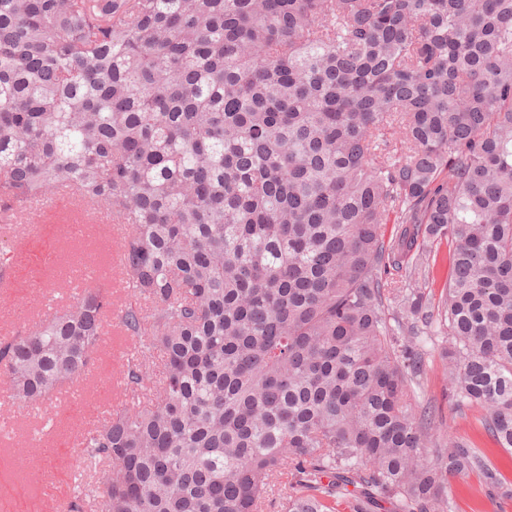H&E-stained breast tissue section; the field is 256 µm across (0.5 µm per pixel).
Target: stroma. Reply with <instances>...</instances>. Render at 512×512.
Instances as JSON below:
<instances>
[{"label": "stroma", "instance_id": "1", "mask_svg": "<svg viewBox=\"0 0 512 512\" xmlns=\"http://www.w3.org/2000/svg\"><path fill=\"white\" fill-rule=\"evenodd\" d=\"M75 201L55 199L35 215L32 227L0 230V254L10 259V286L0 287V332L17 333L34 326L45 293L66 288L75 270L109 260L119 250L111 225L85 223ZM423 373L414 386L419 401L439 409L443 423L440 441L469 438L486 448L492 460L512 481V454L499 449L493 437L476 423L477 409H456L451 403L442 339L424 335ZM134 342L119 323L107 329L91 371L73 386L77 399L56 398L42 411L50 420L47 433L29 408L16 406L13 432L0 436V512H60L70 498L80 454L77 437L101 422L128 394L119 379ZM453 512H512V488L486 483L473 472L449 480Z\"/></svg>", "mask_w": 512, "mask_h": 512}]
</instances>
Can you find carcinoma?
I'll return each mask as SVG.
<instances>
[{
  "label": "carcinoma",
  "mask_w": 512,
  "mask_h": 512,
  "mask_svg": "<svg viewBox=\"0 0 512 512\" xmlns=\"http://www.w3.org/2000/svg\"><path fill=\"white\" fill-rule=\"evenodd\" d=\"M126 225L130 403L67 512H451L414 324L512 452V0H0V213ZM398 225L386 237L383 225ZM448 240L438 304L407 288ZM98 286L0 339L15 400L96 362Z\"/></svg>",
  "instance_id": "carcinoma-1"
}]
</instances>
